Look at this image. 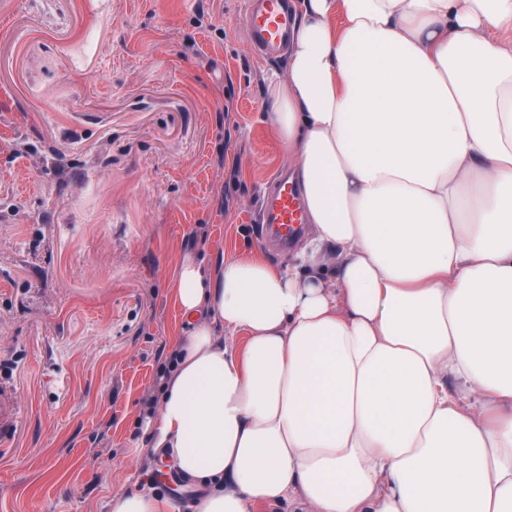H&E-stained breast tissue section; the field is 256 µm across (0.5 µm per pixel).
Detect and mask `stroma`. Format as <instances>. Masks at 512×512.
Wrapping results in <instances>:
<instances>
[{
	"label": "stroma",
	"instance_id": "stroma-1",
	"mask_svg": "<svg viewBox=\"0 0 512 512\" xmlns=\"http://www.w3.org/2000/svg\"><path fill=\"white\" fill-rule=\"evenodd\" d=\"M249 0H0V512H107L153 485L146 419L187 261L265 244L290 163Z\"/></svg>",
	"mask_w": 512,
	"mask_h": 512
}]
</instances>
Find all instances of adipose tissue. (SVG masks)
I'll return each instance as SVG.
<instances>
[{"instance_id":"ef3b65f1","label":"adipose tissue","mask_w":512,"mask_h":512,"mask_svg":"<svg viewBox=\"0 0 512 512\" xmlns=\"http://www.w3.org/2000/svg\"><path fill=\"white\" fill-rule=\"evenodd\" d=\"M310 238L185 263L148 446L196 512H512V0H292Z\"/></svg>"}]
</instances>
